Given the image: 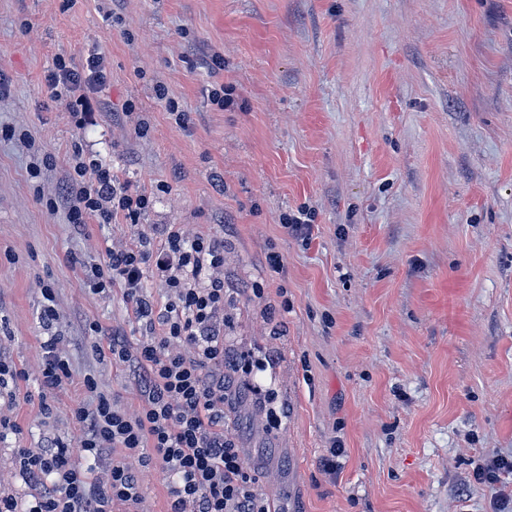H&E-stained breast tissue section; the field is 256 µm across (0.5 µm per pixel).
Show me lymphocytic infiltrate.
<instances>
[{"label": "lymphocytic infiltrate", "mask_w": 512, "mask_h": 512, "mask_svg": "<svg viewBox=\"0 0 512 512\" xmlns=\"http://www.w3.org/2000/svg\"><path fill=\"white\" fill-rule=\"evenodd\" d=\"M107 73L99 58L75 65L57 55L46 76L50 100L78 110L101 92ZM150 205L144 192L131 189L96 160L74 153L64 192L47 203L73 228L88 218L108 224L116 215L139 223ZM224 242L217 237L187 236L178 224L143 233L124 249H106L86 265L84 279L93 291L119 287L146 334L130 345L120 333L98 323L85 327L89 338L106 340L113 364L126 367L144 400L136 415L117 406L114 396L97 392L92 376L83 387L94 393L93 406L74 399L70 412L80 433L51 448H21L19 474L37 485L25 500L0 497V512H139L141 472L154 469L168 480V512H270L255 487L226 422L250 387L240 381L249 367L244 355L224 343L220 319L228 301L224 280ZM169 291L164 308L148 294V279ZM58 337L43 345L41 385L56 390L73 382ZM109 458L108 477L96 478L81 460ZM476 483L494 491L497 512L512 507V456H496L473 470Z\"/></svg>", "instance_id": "1"}]
</instances>
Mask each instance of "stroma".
I'll return each mask as SVG.
<instances>
[{"instance_id": "1", "label": "stroma", "mask_w": 512, "mask_h": 512, "mask_svg": "<svg viewBox=\"0 0 512 512\" xmlns=\"http://www.w3.org/2000/svg\"><path fill=\"white\" fill-rule=\"evenodd\" d=\"M93 53L108 81L79 119L45 75ZM0 77V357L26 373L0 398L21 428L0 441V494L32 490L17 449L77 436L84 375L141 407L83 338L96 322L135 344L139 326L83 265L179 224L224 240L226 342L263 392L230 430L279 512H493L472 473L512 455V0H0ZM77 148L149 194L138 225L47 210ZM301 206L307 241L280 220ZM47 287L77 379L50 392Z\"/></svg>"}]
</instances>
